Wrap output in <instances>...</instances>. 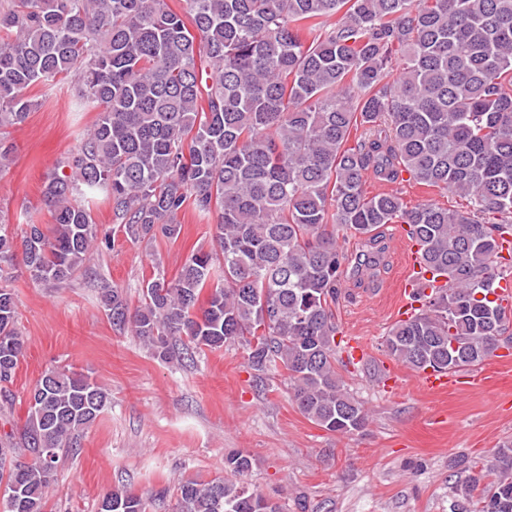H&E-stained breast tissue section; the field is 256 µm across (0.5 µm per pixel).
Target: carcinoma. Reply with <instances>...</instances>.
Instances as JSON below:
<instances>
[{"label": "carcinoma", "instance_id": "obj_1", "mask_svg": "<svg viewBox=\"0 0 512 512\" xmlns=\"http://www.w3.org/2000/svg\"><path fill=\"white\" fill-rule=\"evenodd\" d=\"M68 76L97 118L47 178L50 232L29 224L18 244L0 217V279L20 246L33 281L71 282L97 244L100 197L147 246L177 239L186 210L214 214L217 250L192 254L171 281L155 263L135 309L101 289L112 324L165 361L237 343L253 370H286L301 412L342 434L368 413L337 368L338 234L359 239L358 266L372 268L378 229L405 224L432 281L444 280L385 338L411 368L479 366L512 334L493 298L512 275L499 256L512 237V0H183L180 14L168 0H0V170L13 154L5 130L38 105L29 89ZM370 176L467 197L470 209L409 207L397 189L369 196ZM23 349L1 286L3 402ZM109 403L88 375L42 374L18 434L0 436L3 512H44L61 457ZM252 465L232 453L230 477L181 483L175 512H249L245 500L262 495L235 478ZM487 470L482 512H512V443ZM165 500L115 490L100 512Z\"/></svg>", "mask_w": 512, "mask_h": 512}]
</instances>
